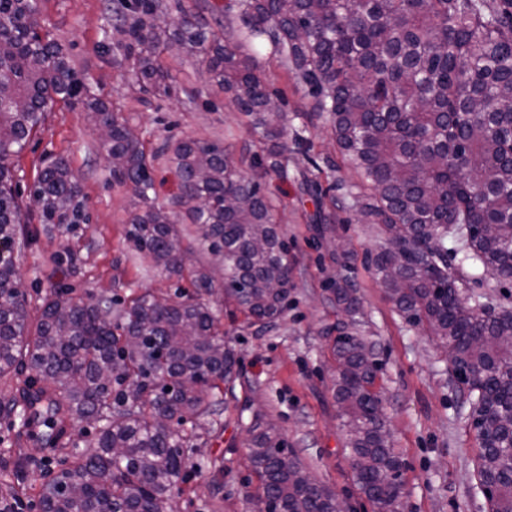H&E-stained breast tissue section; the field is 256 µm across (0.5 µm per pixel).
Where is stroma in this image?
<instances>
[{
    "label": "stroma",
    "mask_w": 512,
    "mask_h": 512,
    "mask_svg": "<svg viewBox=\"0 0 512 512\" xmlns=\"http://www.w3.org/2000/svg\"><path fill=\"white\" fill-rule=\"evenodd\" d=\"M112 0H41V19L65 48L72 65L93 92L122 106L130 123L143 131L148 148L169 140L227 139L235 149L258 142L223 91L201 75L195 57L164 55L172 93L143 92L134 73L118 71L106 51L105 35L115 22ZM307 146L290 153L288 173L270 175L263 191L275 199L276 218L288 243L295 287L288 306L264 333L243 318H230L221 294L209 303L240 356L241 383L226 396L227 411L206 423L199 446L188 461V480L176 493L177 512H255L250 498L258 485L246 443L254 414L280 429L295 457L318 482L348 500L354 512L373 506L354 478L346 432L334 398L331 347L337 310L328 283L338 267L334 248L313 221V195L302 179L328 187L319 170L334 154L326 118L308 124ZM68 161L78 175L89 220L73 233L47 239L39 222L29 224L31 243L15 252V265L30 311H37L53 289L69 290L75 302L99 296L123 302L146 290L168 298L189 290L187 281L162 270H145L126 238L135 201L112 182L99 134L86 112L58 104L43 129L13 161L21 193H29L38 173L51 161ZM335 237L350 253L346 274L354 282L363 313L358 330L376 343L383 366L377 386L395 451L405 463L402 480L405 512H487L473 490L478 453L468 427L470 406L446 371L437 342L402 319L373 271L364 262L380 238L369 224L353 221L351 208L337 210ZM95 434L78 421L66 448L39 449L20 436L11 419L0 416V500L18 499L20 512H37L42 483L51 479L75 450H86ZM223 477L213 478L214 467Z\"/></svg>",
    "instance_id": "35a3bbf8"
}]
</instances>
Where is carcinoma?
I'll return each mask as SVG.
<instances>
[{"instance_id": "cac0c4a2", "label": "carcinoma", "mask_w": 512, "mask_h": 512, "mask_svg": "<svg viewBox=\"0 0 512 512\" xmlns=\"http://www.w3.org/2000/svg\"><path fill=\"white\" fill-rule=\"evenodd\" d=\"M128 10L127 0H115L125 41L113 46V65L160 95L170 91L162 53L175 46L197 56L269 148L259 158L246 148L235 155L219 139H189L147 150L143 132L84 85L50 32L38 31L40 0H0V240L25 248L22 225L34 211L46 234L79 227L81 185L67 162L41 170L29 207L11 166L55 103L75 104L99 132L112 182L137 201L128 241L197 290L166 305L145 291L119 308L105 295L81 306L55 293L32 336L14 264L0 263V377L27 368L42 382L1 400L0 413L53 448L70 442L71 421L98 425L91 449L42 485L41 512H171L185 452L220 412L216 396L239 379L237 353L198 295L215 290L216 266L224 298L251 325L265 328L281 315L293 268L262 181L284 171L288 142L306 143L307 122L324 113L342 162L368 193L330 186L317 214L322 232L332 231L347 198L359 221L376 227L382 243L371 264L380 283L408 322L440 342L470 403L478 481L496 489L489 512H512V310L482 295L463 304L448 247L464 244L472 279L512 284V0H227L215 28L178 0H139ZM173 10L179 26L163 39ZM265 60L309 98L302 127L288 128L269 94ZM160 155L178 177L190 229L157 202L150 170ZM192 252L210 262L186 267L183 254ZM332 292L346 315L359 311L348 279ZM337 331L335 399L356 481L375 512H404V462L374 389L376 345L346 326ZM249 432L258 504L336 512V494L281 457L287 443L273 423L263 427L257 416Z\"/></svg>"}]
</instances>
